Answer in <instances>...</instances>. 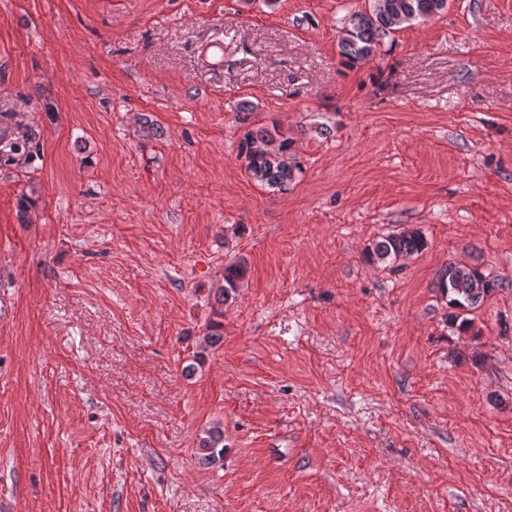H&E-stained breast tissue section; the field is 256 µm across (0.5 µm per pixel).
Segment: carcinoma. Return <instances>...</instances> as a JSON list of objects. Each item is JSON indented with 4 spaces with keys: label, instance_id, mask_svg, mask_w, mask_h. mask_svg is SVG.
Wrapping results in <instances>:
<instances>
[{
    "label": "carcinoma",
    "instance_id": "cac0c4a2",
    "mask_svg": "<svg viewBox=\"0 0 512 512\" xmlns=\"http://www.w3.org/2000/svg\"><path fill=\"white\" fill-rule=\"evenodd\" d=\"M448 0H368V8L343 19L338 35L339 54L349 66L368 62L380 56L382 48L394 41L395 33L406 25L444 12ZM294 141L272 127L259 126L248 131L241 145L246 169L262 185L286 191L301 172V164L292 153ZM427 241L417 231H405L376 242L369 249L373 260H393L401 256L422 253ZM247 264L243 261L224 267V279L215 289L216 306L206 323L205 333L194 353V364L205 362L208 349L223 339L224 302L233 298L246 278ZM438 287L449 297V305L470 307L503 282L491 279L478 268L462 262H450L439 274ZM197 455L204 466H224V429L215 425L199 438Z\"/></svg>",
    "mask_w": 512,
    "mask_h": 512
}]
</instances>
